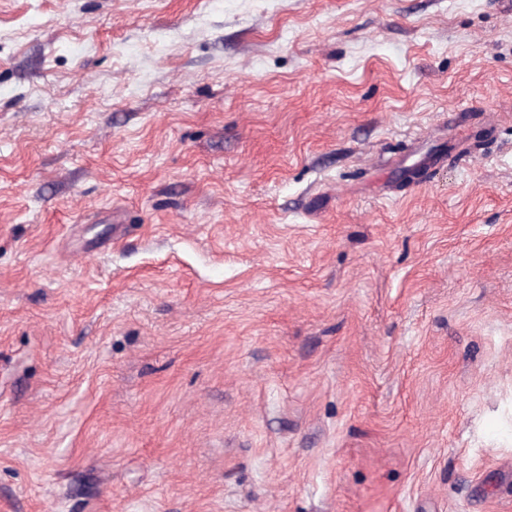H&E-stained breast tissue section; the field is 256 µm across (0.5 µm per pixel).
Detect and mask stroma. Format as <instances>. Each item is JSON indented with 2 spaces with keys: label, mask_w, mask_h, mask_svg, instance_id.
Returning <instances> with one entry per match:
<instances>
[{
  "label": "stroma",
  "mask_w": 512,
  "mask_h": 512,
  "mask_svg": "<svg viewBox=\"0 0 512 512\" xmlns=\"http://www.w3.org/2000/svg\"><path fill=\"white\" fill-rule=\"evenodd\" d=\"M0 512H512V0H0Z\"/></svg>",
  "instance_id": "1"
}]
</instances>
